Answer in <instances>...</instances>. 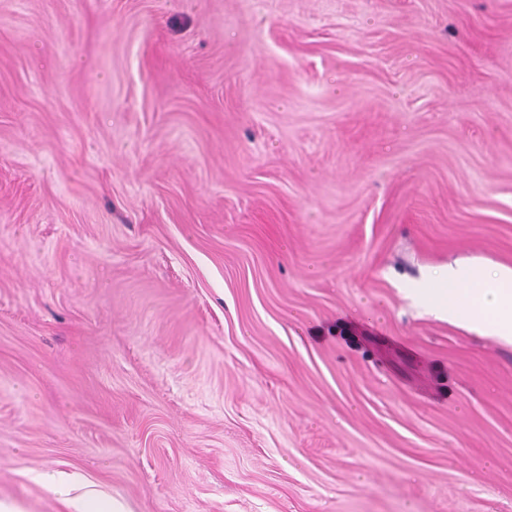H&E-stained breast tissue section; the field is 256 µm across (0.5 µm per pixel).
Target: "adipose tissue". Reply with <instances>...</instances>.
I'll return each instance as SVG.
<instances>
[{
    "instance_id": "obj_1",
    "label": "adipose tissue",
    "mask_w": 512,
    "mask_h": 512,
    "mask_svg": "<svg viewBox=\"0 0 512 512\" xmlns=\"http://www.w3.org/2000/svg\"><path fill=\"white\" fill-rule=\"evenodd\" d=\"M444 287L420 286L416 297L483 336L512 342V267L481 264L445 268Z\"/></svg>"
}]
</instances>
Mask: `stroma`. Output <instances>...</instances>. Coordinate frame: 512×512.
<instances>
[{
    "label": "stroma",
    "instance_id": "stroma-1",
    "mask_svg": "<svg viewBox=\"0 0 512 512\" xmlns=\"http://www.w3.org/2000/svg\"><path fill=\"white\" fill-rule=\"evenodd\" d=\"M454 261L512 267V0H0V512H512Z\"/></svg>",
    "mask_w": 512,
    "mask_h": 512
}]
</instances>
